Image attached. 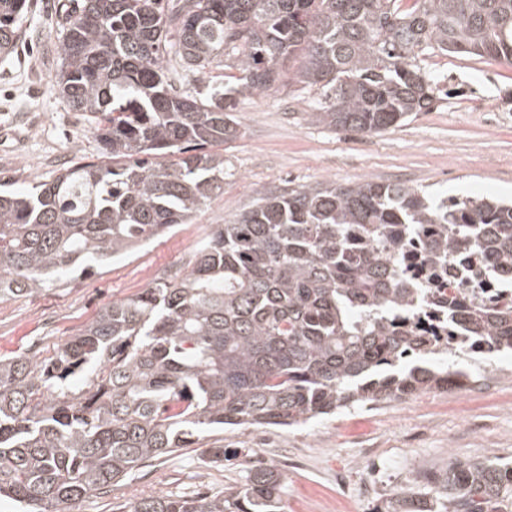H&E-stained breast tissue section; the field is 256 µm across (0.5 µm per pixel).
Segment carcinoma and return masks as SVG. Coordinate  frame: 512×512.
I'll list each match as a JSON object with an SVG mask.
<instances>
[{"mask_svg":"<svg viewBox=\"0 0 512 512\" xmlns=\"http://www.w3.org/2000/svg\"><path fill=\"white\" fill-rule=\"evenodd\" d=\"M29 7L0 0L1 55ZM61 13L53 87L91 118L102 161L0 192V299L190 223L224 193L216 148L237 137L239 96L286 77L320 90L311 121L377 135L448 95L420 56L512 66V0H80ZM171 54L203 76L220 57L236 73L200 99L176 87ZM406 235L433 274L463 260L479 277L512 273V204L496 197L366 179L264 187L187 267L103 308L50 359H0V500L65 512L226 426L290 428L462 387L465 372L429 358L512 350V288L480 303L419 288L390 265ZM421 304L443 313V335L395 328L394 311ZM76 375L87 390L71 389ZM282 484L259 465L221 498L138 496L127 512H276ZM381 512H512V465L450 460Z\"/></svg>","mask_w":512,"mask_h":512,"instance_id":"cac0c4a2","label":"carcinoma"}]
</instances>
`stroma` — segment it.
<instances>
[{
	"mask_svg": "<svg viewBox=\"0 0 512 512\" xmlns=\"http://www.w3.org/2000/svg\"><path fill=\"white\" fill-rule=\"evenodd\" d=\"M58 0H31L21 37L0 57V181L23 192L65 166L96 160L87 117L53 89ZM423 65L448 78V98L379 135L337 132L310 122L319 93L280 83L237 98L240 134L221 146L223 195L192 223L111 262L39 293L0 301V358L51 357L112 302L186 265L211 225L231 223L266 186L324 180L404 181L448 197L512 196V67L485 57L435 53ZM467 372L460 389L354 406L293 429L224 430L230 452L211 460L199 446L153 460L133 480L89 495L70 512H115L138 495L214 497L244 482L249 468L276 466L285 481L280 512H377L405 474L440 470L449 459L512 464V353L438 356Z\"/></svg>",
	"mask_w": 512,
	"mask_h": 512,
	"instance_id": "obj_1",
	"label": "stroma"
}]
</instances>
